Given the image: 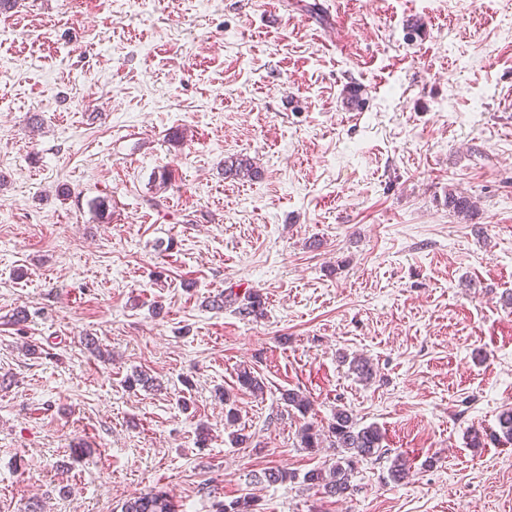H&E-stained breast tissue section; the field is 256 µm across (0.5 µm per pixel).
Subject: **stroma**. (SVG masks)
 Here are the masks:
<instances>
[{"label":"stroma","mask_w":512,"mask_h":512,"mask_svg":"<svg viewBox=\"0 0 512 512\" xmlns=\"http://www.w3.org/2000/svg\"><path fill=\"white\" fill-rule=\"evenodd\" d=\"M510 91L512 0L0 14V512H121L152 491L177 512L245 492L257 512H512V443L490 439L512 407ZM240 155L259 178L224 175ZM452 188L476 215L449 213ZM238 287L263 318L208 308ZM246 366L262 396L238 390ZM136 368L162 390L126 388ZM221 389L251 447L230 444ZM288 389L316 424L343 406L381 428L353 496L301 483L333 451L298 448Z\"/></svg>","instance_id":"obj_1"}]
</instances>
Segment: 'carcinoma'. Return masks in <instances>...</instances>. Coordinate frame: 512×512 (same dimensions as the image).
<instances>
[{"label": "carcinoma", "instance_id": "cac0c4a2", "mask_svg": "<svg viewBox=\"0 0 512 512\" xmlns=\"http://www.w3.org/2000/svg\"><path fill=\"white\" fill-rule=\"evenodd\" d=\"M225 169L239 177H253L251 163L243 158L224 162ZM473 202L470 197L454 189L448 190V211L457 216L466 217L472 212ZM263 298L258 290L248 288L244 292L239 314L243 317H258L262 315ZM349 369L362 381L373 378L374 369L369 359L355 357L349 362ZM237 382L240 388L252 392L263 393L265 382L253 371L243 368L239 370ZM287 411L295 410L301 416L308 415L311 402L297 390H286L282 393ZM298 447L310 452L323 446L324 443L336 449V460L308 470L304 473L302 482L309 486H317L330 496H344L352 490L351 478L357 465L381 456L382 433L371 424L360 426L354 418L352 410L339 407L333 414L326 427L320 428L312 421L305 422L297 434ZM409 463L403 456H397L390 466L388 478L398 482L408 477ZM255 499L245 494L228 503L218 505V512H255ZM122 512H176L174 503L162 491L150 492L126 502Z\"/></svg>", "mask_w": 512, "mask_h": 512}]
</instances>
